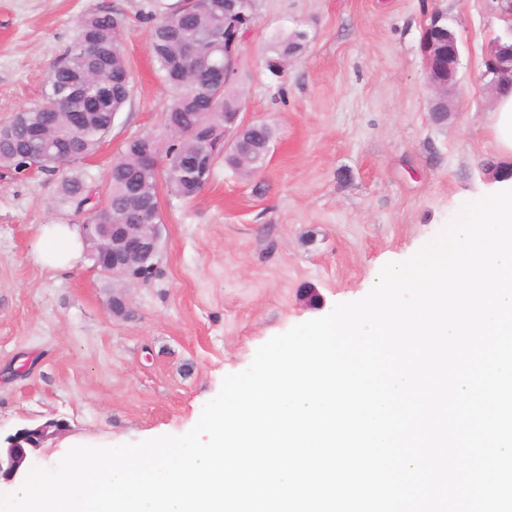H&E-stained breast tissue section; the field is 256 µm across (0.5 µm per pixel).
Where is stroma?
Returning <instances> with one entry per match:
<instances>
[{"instance_id": "35a3bbf8", "label": "stroma", "mask_w": 512, "mask_h": 512, "mask_svg": "<svg viewBox=\"0 0 512 512\" xmlns=\"http://www.w3.org/2000/svg\"><path fill=\"white\" fill-rule=\"evenodd\" d=\"M181 2L0 0V121L39 101L83 16L121 13L133 92L98 152L75 165L105 193L128 140L170 141L161 116L175 92L149 34ZM435 16L460 47V84L440 123L422 52ZM498 17V0H256L235 88L245 121L276 129L267 165L246 177L219 161L195 198L161 194L157 272L127 284L126 318L113 317L112 279L89 258L60 275L34 261L45 225L83 220L59 205L60 174L0 175V434L64 421L33 453L39 467L75 443L184 434L258 347L361 299L384 258L433 239L503 163L485 64L505 32ZM295 30L304 48L274 77L266 48Z\"/></svg>"}]
</instances>
